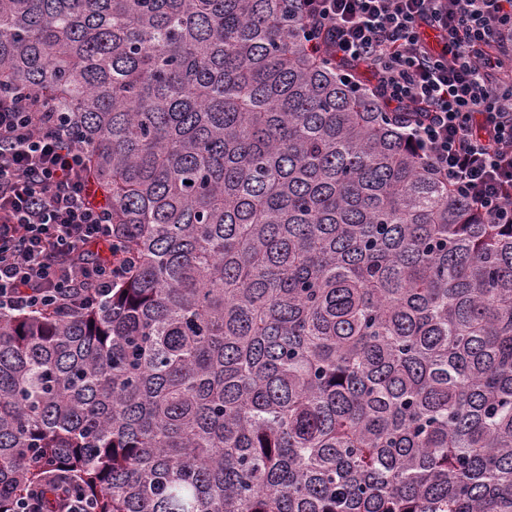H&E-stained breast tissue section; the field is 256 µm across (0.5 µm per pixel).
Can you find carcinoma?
<instances>
[{
	"label": "carcinoma",
	"mask_w": 512,
	"mask_h": 512,
	"mask_svg": "<svg viewBox=\"0 0 512 512\" xmlns=\"http://www.w3.org/2000/svg\"><path fill=\"white\" fill-rule=\"evenodd\" d=\"M134 258L0 312V512H512V224L287 0H0V92Z\"/></svg>",
	"instance_id": "carcinoma-1"
}]
</instances>
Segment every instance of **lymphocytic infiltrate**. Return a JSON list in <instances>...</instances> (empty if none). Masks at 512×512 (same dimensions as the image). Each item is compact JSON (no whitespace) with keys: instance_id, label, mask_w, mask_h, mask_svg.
I'll list each match as a JSON object with an SVG mask.
<instances>
[{"instance_id":"lymphocytic-infiltrate-1","label":"lymphocytic infiltrate","mask_w":512,"mask_h":512,"mask_svg":"<svg viewBox=\"0 0 512 512\" xmlns=\"http://www.w3.org/2000/svg\"><path fill=\"white\" fill-rule=\"evenodd\" d=\"M313 51L366 67L407 138L489 224H512V0H294ZM84 152L30 102L0 95V311L71 308L126 270L96 263L111 210Z\"/></svg>"}]
</instances>
